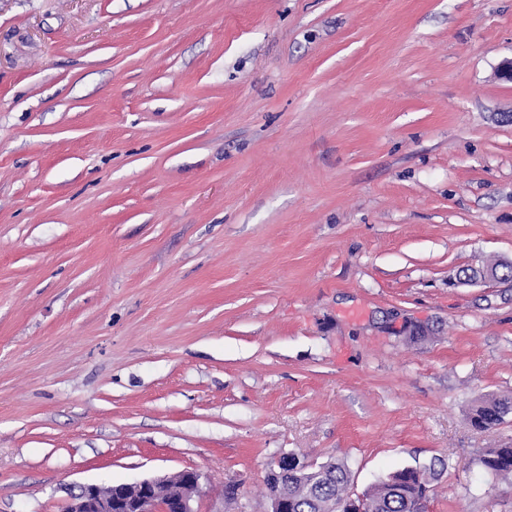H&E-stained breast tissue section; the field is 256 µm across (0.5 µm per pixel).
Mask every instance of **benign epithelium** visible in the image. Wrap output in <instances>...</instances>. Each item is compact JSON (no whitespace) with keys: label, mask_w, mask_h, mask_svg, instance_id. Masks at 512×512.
I'll return each mask as SVG.
<instances>
[{"label":"benign epithelium","mask_w":512,"mask_h":512,"mask_svg":"<svg viewBox=\"0 0 512 512\" xmlns=\"http://www.w3.org/2000/svg\"><path fill=\"white\" fill-rule=\"evenodd\" d=\"M202 474L193 468L103 487L84 485L65 512H199Z\"/></svg>","instance_id":"benign-epithelium-1"}]
</instances>
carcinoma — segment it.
<instances>
[{
  "label": "carcinoma",
  "instance_id": "1",
  "mask_svg": "<svg viewBox=\"0 0 512 512\" xmlns=\"http://www.w3.org/2000/svg\"><path fill=\"white\" fill-rule=\"evenodd\" d=\"M512 414V398L488 396L471 413L472 424L482 430L493 429ZM491 474L512 477V445L487 448L479 458ZM448 463L440 458L427 466L406 467L390 473L366 490L369 512H418L429 497L431 482L438 469ZM267 493L288 494V512H347L345 505L352 496L351 472L347 466L326 461L316 466L304 464L294 456L288 464V477L269 474L265 478Z\"/></svg>",
  "mask_w": 512,
  "mask_h": 512
}]
</instances>
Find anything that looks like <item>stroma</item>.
<instances>
[{
	"label": "stroma",
	"instance_id": "1",
	"mask_svg": "<svg viewBox=\"0 0 512 512\" xmlns=\"http://www.w3.org/2000/svg\"><path fill=\"white\" fill-rule=\"evenodd\" d=\"M507 59L512 0H0V512L280 452L512 512ZM512 414V398L488 396L471 413L472 424L482 430L493 429L504 421V416ZM481 466L491 474L502 478L512 477V445L487 448L479 458Z\"/></svg>",
	"mask_w": 512,
	"mask_h": 512
}]
</instances>
